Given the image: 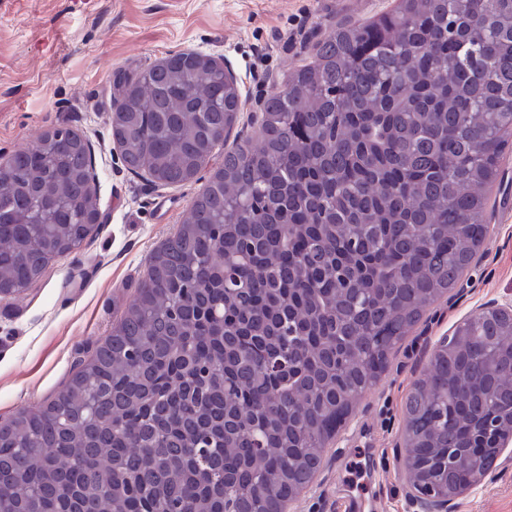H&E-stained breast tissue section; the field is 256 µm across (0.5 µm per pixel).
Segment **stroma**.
<instances>
[{
	"label": "stroma",
	"instance_id": "1",
	"mask_svg": "<svg viewBox=\"0 0 512 512\" xmlns=\"http://www.w3.org/2000/svg\"><path fill=\"white\" fill-rule=\"evenodd\" d=\"M399 0H0V161L59 126L88 142L101 221L70 255L49 263L23 292L0 297V421L53 399L77 359L109 334L147 260L185 219L224 154L189 182L157 186L128 169L112 139L116 76L196 50L233 69L244 108L228 144L254 147L253 112L316 59L342 24L365 25ZM490 231L464 287L439 299L405 336L387 372L327 445L322 472L299 512H407L403 407L436 344L479 310L512 301V153L488 190ZM455 512H512V456L459 496Z\"/></svg>",
	"mask_w": 512,
	"mask_h": 512
}]
</instances>
